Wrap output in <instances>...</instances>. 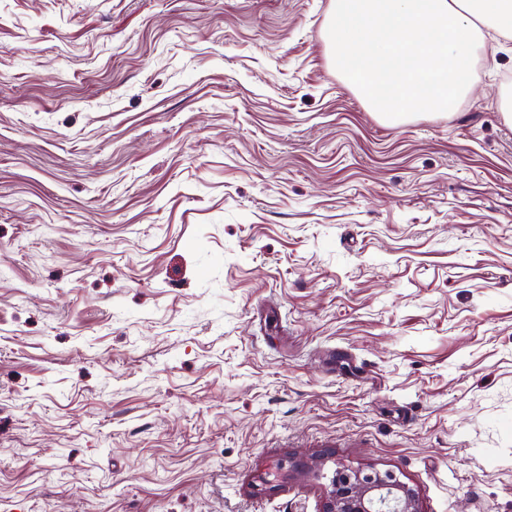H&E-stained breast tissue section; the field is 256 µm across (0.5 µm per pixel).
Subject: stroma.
<instances>
[{
    "label": "stroma",
    "instance_id": "obj_1",
    "mask_svg": "<svg viewBox=\"0 0 512 512\" xmlns=\"http://www.w3.org/2000/svg\"><path fill=\"white\" fill-rule=\"evenodd\" d=\"M332 6L0 0V512H512V39L391 125ZM323 512H420L414 492L390 470L339 468Z\"/></svg>",
    "mask_w": 512,
    "mask_h": 512
}]
</instances>
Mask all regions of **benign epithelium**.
Returning a JSON list of instances; mask_svg holds the SVG:
<instances>
[{
    "label": "benign epithelium",
    "instance_id": "obj_1",
    "mask_svg": "<svg viewBox=\"0 0 512 512\" xmlns=\"http://www.w3.org/2000/svg\"><path fill=\"white\" fill-rule=\"evenodd\" d=\"M323 512H420L414 492L390 471L339 468Z\"/></svg>",
    "mask_w": 512,
    "mask_h": 512
}]
</instances>
